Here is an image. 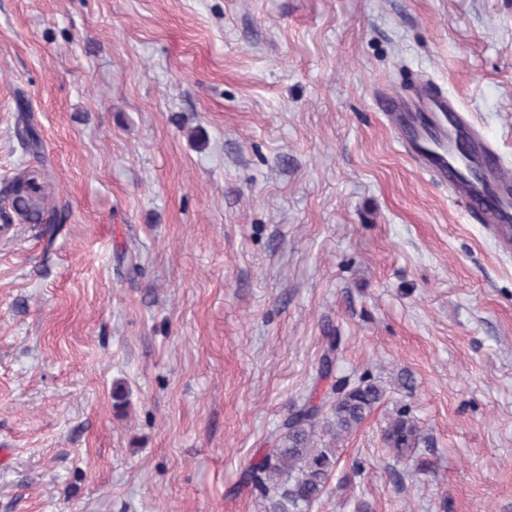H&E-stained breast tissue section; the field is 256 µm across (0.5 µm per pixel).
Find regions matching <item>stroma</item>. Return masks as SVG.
Wrapping results in <instances>:
<instances>
[{"instance_id":"1","label":"stroma","mask_w":512,"mask_h":512,"mask_svg":"<svg viewBox=\"0 0 512 512\" xmlns=\"http://www.w3.org/2000/svg\"><path fill=\"white\" fill-rule=\"evenodd\" d=\"M422 77L512 170V0H0V186L59 218L0 197V512H264L331 328L386 395L312 512H512V254L387 126ZM7 191L14 195L19 206L22 202L26 210H38L42 206V210L49 213L44 189L38 184L37 177L23 174L9 184ZM408 415V408L401 406L382 429L383 447L397 462H408L426 443L419 426Z\"/></svg>"}]
</instances>
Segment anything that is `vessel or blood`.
<instances>
[{"label": "vessel or blood", "mask_w": 512, "mask_h": 512, "mask_svg": "<svg viewBox=\"0 0 512 512\" xmlns=\"http://www.w3.org/2000/svg\"><path fill=\"white\" fill-rule=\"evenodd\" d=\"M423 109L404 111L397 97L382 102L391 129L415 165L436 182L446 185L451 198L475 212L478 223L493 233L512 234V173L495 161V153L455 103L432 85H425ZM468 136L470 160L483 165L485 180L460 175L448 155V141L458 134Z\"/></svg>", "instance_id": "vessel-or-blood-1"}]
</instances>
